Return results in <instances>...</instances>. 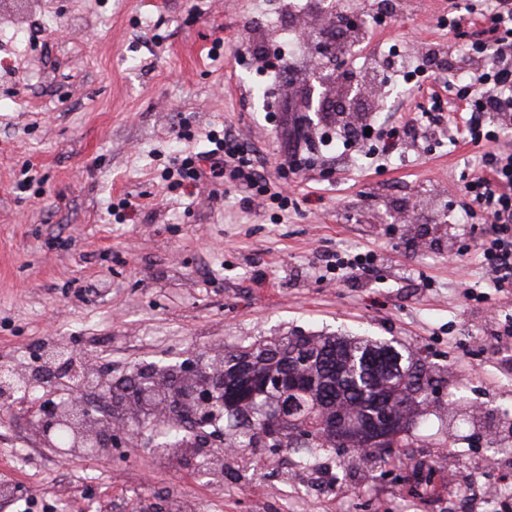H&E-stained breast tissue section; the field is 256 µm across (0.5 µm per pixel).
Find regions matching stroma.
Wrapping results in <instances>:
<instances>
[{"label": "stroma", "mask_w": 512, "mask_h": 512, "mask_svg": "<svg viewBox=\"0 0 512 512\" xmlns=\"http://www.w3.org/2000/svg\"><path fill=\"white\" fill-rule=\"evenodd\" d=\"M453 0H414L372 44L462 43ZM263 0H0V365L60 339L136 368L176 366L297 333L394 341L436 393L404 447L247 448L164 461L146 448L60 455L28 403L0 404V479L18 512H512V288L488 279L484 225L457 202L478 150L424 142L378 157L283 162L310 124L293 82L275 112L243 58L274 33ZM233 132L288 209L226 183L173 187V160ZM374 252L370 275L330 259ZM498 483L497 503L477 496Z\"/></svg>", "instance_id": "1"}]
</instances>
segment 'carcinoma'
<instances>
[{"label":"carcinoma","instance_id":"obj_1","mask_svg":"<svg viewBox=\"0 0 512 512\" xmlns=\"http://www.w3.org/2000/svg\"><path fill=\"white\" fill-rule=\"evenodd\" d=\"M250 357L254 359L250 374L255 380L283 372L297 358L307 361V369L316 378V390L295 398L294 422L288 429L317 437L315 448L336 447V441L321 428L318 409L346 424L354 419L363 423L370 418L378 398L391 399L396 407L404 403L412 413L433 383L424 364L391 343L346 336H285L224 356V383L235 394L248 379L237 375L234 361ZM276 398L271 391L254 403L241 398L224 407V419L234 421L238 428L234 447L292 446L289 438L276 445L261 443L262 421L267 418L264 407L272 405Z\"/></svg>","mask_w":512,"mask_h":512}]
</instances>
